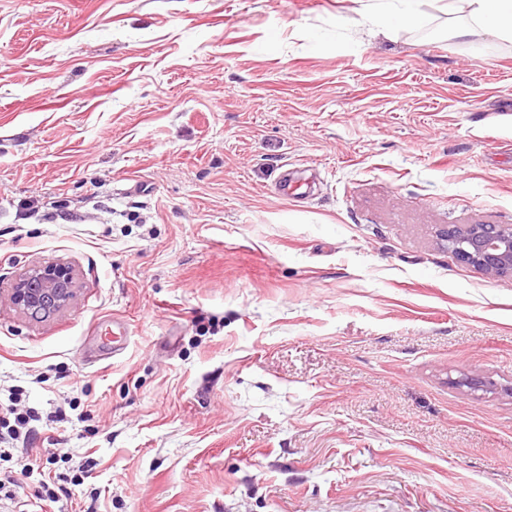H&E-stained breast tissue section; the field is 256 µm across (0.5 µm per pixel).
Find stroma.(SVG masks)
Listing matches in <instances>:
<instances>
[{"instance_id": "obj_1", "label": "stroma", "mask_w": 512, "mask_h": 512, "mask_svg": "<svg viewBox=\"0 0 512 512\" xmlns=\"http://www.w3.org/2000/svg\"><path fill=\"white\" fill-rule=\"evenodd\" d=\"M358 8L0 0V405L84 471L45 512H512V275L440 244L512 225V42ZM79 285L76 271L66 263L34 266L15 279L8 301L28 318L47 321L75 300Z\"/></svg>"}]
</instances>
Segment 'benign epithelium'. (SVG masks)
Instances as JSON below:
<instances>
[{"label": "benign epithelium", "mask_w": 512, "mask_h": 512, "mask_svg": "<svg viewBox=\"0 0 512 512\" xmlns=\"http://www.w3.org/2000/svg\"><path fill=\"white\" fill-rule=\"evenodd\" d=\"M454 259L493 275H512V225L465 224L443 232ZM76 271L66 263L34 266L20 274L9 303L34 321H46L69 306L79 291Z\"/></svg>", "instance_id": "obj_1"}]
</instances>
